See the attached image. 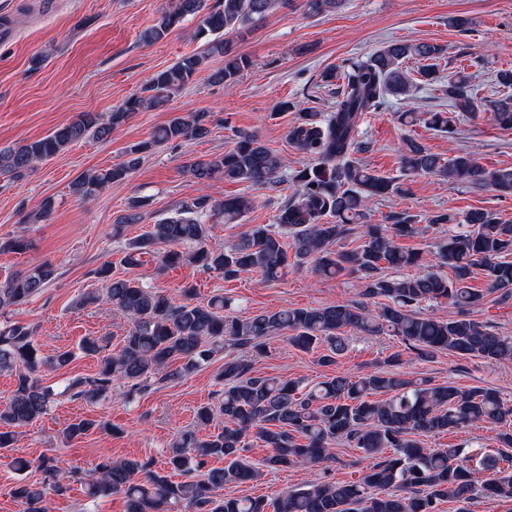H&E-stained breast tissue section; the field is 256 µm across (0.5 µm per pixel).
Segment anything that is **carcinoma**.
Returning a JSON list of instances; mask_svg holds the SVG:
<instances>
[{
    "mask_svg": "<svg viewBox=\"0 0 512 512\" xmlns=\"http://www.w3.org/2000/svg\"><path fill=\"white\" fill-rule=\"evenodd\" d=\"M341 0H305L307 12H332ZM284 0H218L206 8V0H172L142 39L154 42L188 16H201L194 38L205 40L206 50L184 55L156 73L147 87L148 96L133 95L111 112L107 120L93 112H81L50 134L0 149V175L23 178L35 164L46 161L68 146L86 140L103 141L130 116L168 102L189 83L205 79L230 90L251 66L249 58L235 51L227 36L276 11ZM444 49L427 42H393L365 61L336 73L321 74L323 86L336 85L333 110L324 114L289 100L276 106L291 112L288 140L300 153L312 158V166L288 175V164L255 133L235 132L231 149L217 155L189 160L183 172L199 185V194L174 214L130 240L124 251L127 266L140 264L141 256L159 253L163 268L183 263L216 273L224 280L244 273H258L267 281L286 275L288 249L293 264L320 279L349 275L358 280L359 299L342 304L286 308L249 316L224 314V297L207 302L195 300V288L182 290L174 301L163 291L146 288L133 279L114 277L111 267L95 271L105 283L98 292L82 296L77 304L110 305L132 323L116 353L105 352L102 336H85L80 351L99 361L91 377L71 379L67 390L76 399L95 400L123 379L130 390L140 392L154 378L175 381L194 371L214 353L230 344L259 351L270 336L282 335L291 346L310 352L324 344V366L336 363L346 350L342 333L352 329L366 335L388 333L401 338L405 352L429 360L441 351L478 357L488 362L512 360V336L501 335L470 318L469 310L482 294L470 286L474 270L482 272L487 292L512 299V224H503L492 213L473 209L462 219L448 212L427 217L432 226L448 225V238L437 247L440 264L451 274L423 273L388 277L382 265L407 268L419 265L420 252L398 245L401 238L421 233L414 216L393 217L391 224L367 223L366 202L373 196L402 194L404 185L419 176H430L450 185H470L501 194H512V169H490L474 152L445 158L415 139L401 150V178H387L363 164L356 154L367 150L355 140L356 126L366 112H375L392 97H406L418 89L404 62H422L425 81L437 80L438 61ZM224 57V68L202 76L211 55ZM471 75L458 71L445 89L456 112L476 114L470 94ZM499 127L512 129V98L493 105ZM405 126L420 121L434 130L453 135L456 118L446 112H402ZM211 116L187 112L157 127L150 140L127 148L122 161L105 169L85 172L71 184L82 198L93 197L114 183L127 180L140 166L144 153L169 143L200 141L211 133ZM216 178L255 187L279 184L288 179L295 193L280 202L276 223L258 224L249 233L223 246L208 244L206 221L215 218L235 224L253 208L246 196L215 199L208 194ZM149 198L129 202L128 213L114 224L120 232L138 224ZM365 225V241L353 247H337L352 235L354 225ZM56 279V268L42 262L0 283V315L39 296ZM424 303H446L456 316L444 320L422 312ZM70 350L45 356L28 325L4 322L0 326V372L15 377L16 385L0 405V449L12 448L19 430L32 425L49 410L56 393L42 385L43 368L60 370L73 360ZM402 353L387 360L390 370H378L357 378L336 375L306 393L302 380L251 374L246 355L224 360L220 378L224 387L214 406H201L196 419L218 432L178 434L169 445V473L152 469L149 461L102 458L95 476L87 482L86 496L96 500L121 493L129 512H439L443 501L470 503L478 496L512 499V433L501 434V450L476 457L456 444L424 448L418 437L439 436L481 423H503L512 409L491 387L461 389L451 383L416 382L394 370ZM387 400H375L377 393ZM99 426L80 419L64 430L71 441ZM344 442L370 460V468L356 482L313 481L287 490L274 501L261 497H230L224 486L258 481L264 469L293 465L316 466L335 460L332 445ZM256 443L269 449L258 467L245 456ZM224 462L211 467L209 461ZM41 478L20 481L12 490L26 512H46L45 496L68 491L70 472L54 456L40 460ZM183 476L171 480V473ZM487 477L481 478L479 474Z\"/></svg>",
    "mask_w": 512,
    "mask_h": 512,
    "instance_id": "obj_1",
    "label": "carcinoma"
}]
</instances>
